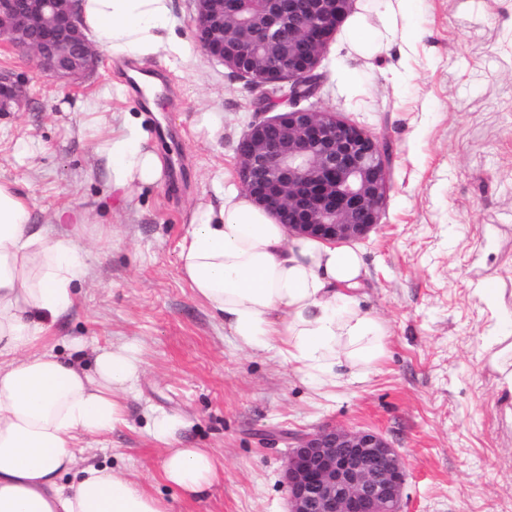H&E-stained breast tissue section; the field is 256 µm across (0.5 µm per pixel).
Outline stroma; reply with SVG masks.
<instances>
[{
    "instance_id": "1",
    "label": "stroma",
    "mask_w": 512,
    "mask_h": 512,
    "mask_svg": "<svg viewBox=\"0 0 512 512\" xmlns=\"http://www.w3.org/2000/svg\"><path fill=\"white\" fill-rule=\"evenodd\" d=\"M174 17L179 51L148 66L181 103L164 113L178 136L143 129L181 154V176L141 192L114 194L92 149L93 116L138 108L127 66L107 59L63 86L33 61H0L28 94L22 111L0 114V182L29 194L48 234L59 208L87 215L78 302L44 344L64 356L74 337L130 344L142 361L126 425L80 440L86 457L136 476L172 512H286L292 436L372 429L403 460V512H512V395L489 347L512 314V0H355L322 57L311 105L375 136L390 178L378 226L356 243L359 296L387 329L386 355L330 387L276 351L241 347L179 270L190 212L213 199L218 174L236 182L255 112L246 82L196 42L192 0H175ZM206 112L218 137L197 128ZM490 281L495 308L480 295ZM155 410L186 420L179 447L213 455L219 477L203 496L163 480L166 449L146 432Z\"/></svg>"
}]
</instances>
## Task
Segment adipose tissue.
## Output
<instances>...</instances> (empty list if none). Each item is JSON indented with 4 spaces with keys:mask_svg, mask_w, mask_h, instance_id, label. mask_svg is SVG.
<instances>
[{
    "mask_svg": "<svg viewBox=\"0 0 512 512\" xmlns=\"http://www.w3.org/2000/svg\"><path fill=\"white\" fill-rule=\"evenodd\" d=\"M80 26L117 61L144 62L176 50L173 0H79ZM93 152L113 189L143 190L163 181L165 164L142 119L130 112L101 120ZM51 237L30 222L29 195L0 182V512H170L134 477L76 465L80 438H101L126 423L124 398L140 375L132 348L95 349L92 368L43 348L50 328L74 305L83 271L75 231L85 214L62 209ZM177 262L194 295L242 347L276 349L322 386L375 367L385 355L383 323L363 309L362 254L289 234L235 186L198 205ZM184 421L151 416L148 434L167 446L163 479L198 497L218 478L202 448L175 447Z\"/></svg>",
    "mask_w": 512,
    "mask_h": 512,
    "instance_id": "ef3b65f1",
    "label": "adipose tissue"
}]
</instances>
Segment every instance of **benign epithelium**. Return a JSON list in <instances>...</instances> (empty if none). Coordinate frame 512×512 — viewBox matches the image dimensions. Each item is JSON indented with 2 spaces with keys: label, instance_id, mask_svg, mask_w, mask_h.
I'll return each instance as SVG.
<instances>
[{
  "label": "benign epithelium",
  "instance_id": "obj_1",
  "mask_svg": "<svg viewBox=\"0 0 512 512\" xmlns=\"http://www.w3.org/2000/svg\"><path fill=\"white\" fill-rule=\"evenodd\" d=\"M353 0H195L204 53L249 82L255 112L239 142L238 179L288 232L331 242L365 238L389 189L379 141L334 112L303 106L315 70ZM0 48L28 55L55 83L98 69L76 0H0ZM27 102L24 78L0 68V112ZM286 102L289 111L266 116ZM288 512H400L406 481L398 451L378 432L326 426L294 438L285 465Z\"/></svg>",
  "mask_w": 512,
  "mask_h": 512
}]
</instances>
